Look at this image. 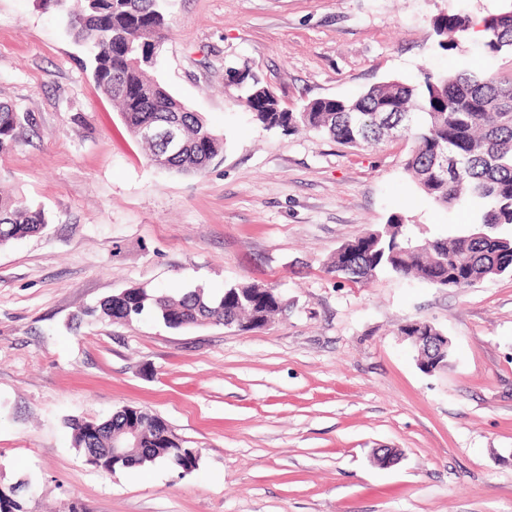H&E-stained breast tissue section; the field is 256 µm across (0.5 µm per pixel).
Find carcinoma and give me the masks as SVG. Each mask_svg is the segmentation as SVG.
Returning a JSON list of instances; mask_svg holds the SVG:
<instances>
[{"label":"carcinoma","mask_w":512,"mask_h":512,"mask_svg":"<svg viewBox=\"0 0 512 512\" xmlns=\"http://www.w3.org/2000/svg\"><path fill=\"white\" fill-rule=\"evenodd\" d=\"M163 0H82L67 16V30L89 53L92 75L101 92L116 102L128 131L141 139L144 126L176 124L183 151L163 168L181 174H200L224 151V140L198 112H192L158 81L147 75L155 49L165 37ZM475 21L462 14L433 19L437 47L448 52ZM486 54H512V8L480 21ZM228 86L241 92L253 119L266 130L285 133L299 129L358 148L387 137V129L403 130L412 148L405 169L426 196L438 204H469L476 209L472 229L453 238L418 242L406 233L403 216L393 214L386 224L343 244L326 272L348 282H370L386 268L401 278H414L438 288H468L498 275H512V236L493 229L512 226V73L488 71L455 75L427 73L423 82L398 80L378 83L354 99L320 98L298 112L250 72L230 68ZM30 120L26 113L0 103V155L24 140ZM48 224L42 208L23 197L0 194V246L40 232ZM288 311V301L275 288L237 283L212 295L201 287L159 295L132 288L104 298L94 309L102 319L131 321L145 313L173 329L224 325L258 329ZM402 336H441L443 331L424 320L399 328ZM74 445L83 453L94 449L106 470L166 462L184 472L198 466L199 452L175 436L166 438L159 417L149 409L126 406L90 426L68 421ZM135 428L139 444L111 456L112 444ZM24 484L0 492V512H24Z\"/></svg>","instance_id":"1"}]
</instances>
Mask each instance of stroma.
Wrapping results in <instances>:
<instances>
[{
  "mask_svg": "<svg viewBox=\"0 0 512 512\" xmlns=\"http://www.w3.org/2000/svg\"><path fill=\"white\" fill-rule=\"evenodd\" d=\"M505 0H166L152 76L202 113L224 152L200 175L151 164L98 89L83 48L40 0H0V102L33 118L0 156V188L44 207L39 233L0 248V489L25 512H512V276L437 288L383 271L327 275L338 248L403 215L418 238L469 228L421 195L410 143L352 149L255 122L230 67L291 110L424 72L508 70L477 40L435 48L434 17ZM261 282L290 309L250 331L86 316L124 290ZM414 319L452 343L417 366ZM146 407L191 473L87 464L67 421ZM377 448L397 452L381 466ZM399 334L401 336L416 337L423 334L424 336H442L448 346L444 349L441 358L436 362H432L429 367L419 366L420 369L426 373H432L436 370H441L448 367L450 359V351L448 350V347H450V341L448 337H446V335L443 333V331L434 326L432 323L424 320H412L399 328Z\"/></svg>",
  "mask_w": 512,
  "mask_h": 512,
  "instance_id": "obj_1",
  "label": "stroma"
}]
</instances>
